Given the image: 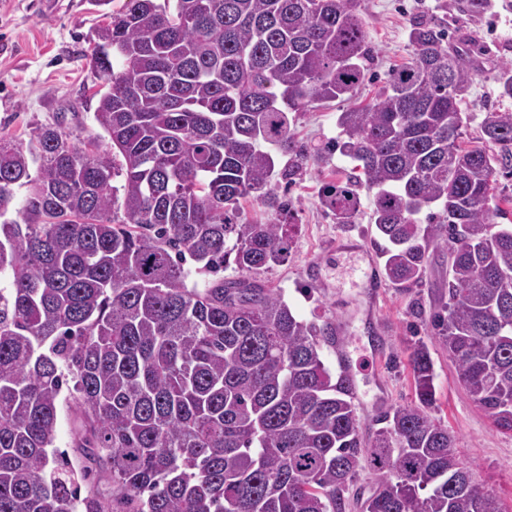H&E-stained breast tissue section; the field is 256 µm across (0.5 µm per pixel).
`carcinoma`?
Listing matches in <instances>:
<instances>
[{"instance_id": "obj_1", "label": "carcinoma", "mask_w": 512, "mask_h": 512, "mask_svg": "<svg viewBox=\"0 0 512 512\" xmlns=\"http://www.w3.org/2000/svg\"><path fill=\"white\" fill-rule=\"evenodd\" d=\"M107 18L89 64L110 149L59 125L0 136V512H344L363 462L362 512H502L430 414L427 346L409 356L417 403L364 441L352 380L321 357L329 329L256 281L287 259L288 225L238 220L250 197L288 207L295 166L263 146L302 157L300 114L363 84L359 0H126ZM409 43L375 99L338 113L332 149L373 193L390 282L417 286L448 252L436 339L512 431V225L492 223L512 112L482 121L500 158L465 146L468 53L431 17ZM498 82L512 98V61ZM322 202L349 224L358 196L327 184ZM232 264L244 277L221 276ZM64 402L110 500L81 496L92 469L54 449Z\"/></svg>"}]
</instances>
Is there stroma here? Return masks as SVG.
Returning <instances> with one entry per match:
<instances>
[{
	"mask_svg": "<svg viewBox=\"0 0 512 512\" xmlns=\"http://www.w3.org/2000/svg\"><path fill=\"white\" fill-rule=\"evenodd\" d=\"M125 0H0V135L27 138L37 126L62 124L76 142L98 141L108 148L94 118L98 106L89 67L94 29ZM360 15L375 50L373 76L356 98L310 107L294 126L295 139L320 157L304 160L288 187V212L278 214L253 201L243 202L240 223L280 220L290 226L288 258L260 279L280 292L293 312L319 326H330L341 347L323 344L321 357L337 370L346 356L355 383L354 401L363 438L372 437L379 411L415 400L409 354L427 340L436 374L437 402L432 415L454 435L461 461L476 483L494 493L512 512V431L497 428L466 394L457 366L438 343L428 341L424 315L448 298V255L434 252L422 283L406 291L395 285L374 296L364 283L366 258H378L376 233L369 223L371 196L359 188L352 223H337L323 204L321 190L330 182L349 183L353 162L328 150L339 133L336 117L369 102L382 89L386 73L408 60L407 30L420 15L438 19L450 43L473 50L474 80L462 106L468 115L462 131L466 146L498 154L486 140L481 122L486 112H512V99L499 96L496 75L512 60V0H486L477 15L463 12L461 0H360ZM361 244L358 252L347 242Z\"/></svg>",
	"mask_w": 512,
	"mask_h": 512,
	"instance_id": "obj_1",
	"label": "stroma"
}]
</instances>
